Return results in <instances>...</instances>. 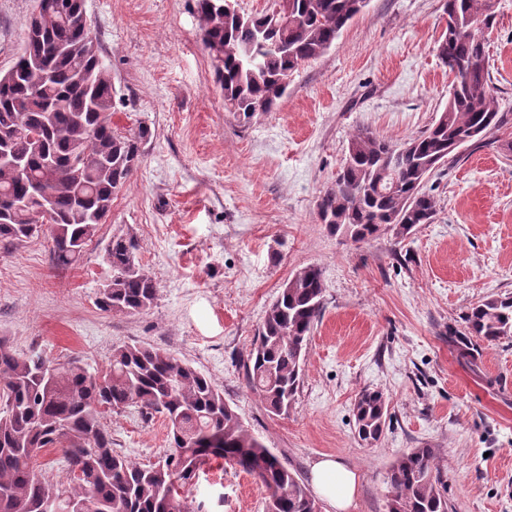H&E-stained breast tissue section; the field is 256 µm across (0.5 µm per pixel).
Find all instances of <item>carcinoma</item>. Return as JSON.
Instances as JSON below:
<instances>
[{
    "mask_svg": "<svg viewBox=\"0 0 512 512\" xmlns=\"http://www.w3.org/2000/svg\"><path fill=\"white\" fill-rule=\"evenodd\" d=\"M32 33L8 70L0 71V154L23 158L26 175L0 164V243L39 234L31 209L47 207L52 260L77 263L138 166L151 131L112 128V77L89 31L78 22L80 0H42ZM202 42L224 92L243 122L272 112L302 64L324 54L367 6L365 0H274L243 13L236 0H195ZM494 0H444L447 34L437 49L458 67L448 103L431 125L394 144L359 129L349 140L335 180L318 197L322 223L355 243L383 228L409 233L429 224L436 201L423 191L437 167L464 145L481 143L500 126L487 67L484 29ZM138 242L112 239V278L100 309L139 312L157 295L155 281L135 263ZM319 269L306 267L280 287L247 352L248 387L266 409L288 413L302 376L308 335L323 309ZM460 355L471 337L512 338V296H490L465 314ZM0 512H49L51 497L89 502L92 512H194L187 492L204 466L222 460L252 476L267 492L266 512H321L297 473L255 437L224 394L195 368L160 349L128 344L106 368L91 373L78 362L58 366L38 353L16 356L0 338ZM135 406L159 414L170 428L162 460L136 464L112 448L102 419ZM383 393L366 390L355 405L358 438L371 444L385 426ZM56 448L73 484L52 491L32 458ZM388 512H448L445 487L429 448L401 455L387 473Z\"/></svg>",
    "mask_w": 512,
    "mask_h": 512,
    "instance_id": "1",
    "label": "carcinoma"
}]
</instances>
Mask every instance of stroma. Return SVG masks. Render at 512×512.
I'll return each mask as SVG.
<instances>
[{
	"mask_svg": "<svg viewBox=\"0 0 512 512\" xmlns=\"http://www.w3.org/2000/svg\"><path fill=\"white\" fill-rule=\"evenodd\" d=\"M33 0H0V70L20 50ZM112 76V125L150 127L140 163L77 265L56 269L47 233L0 245V337L12 353L93 369L114 349L150 345L209 377L249 430L303 482L328 455L352 467V512H388L387 473L404 452L432 449L448 512H512V338L458 351L470 307L512 296V0H496L484 36L502 124L464 146L424 188L433 223L386 228L364 244L334 234L316 208L352 133L399 143L448 101L435 48L443 0H370L321 57L299 67L274 111L241 123L214 81L193 0H85ZM131 235L157 285L147 310L102 311L107 249ZM320 269L324 309L309 336L288 414H270L243 361L281 284ZM367 389L386 400L374 445L356 432ZM115 449L141 464L168 447L163 417L106 414ZM202 512H265L267 493L211 464L192 492Z\"/></svg>",
	"mask_w": 512,
	"mask_h": 512,
	"instance_id": "stroma-1",
	"label": "stroma"
}]
</instances>
